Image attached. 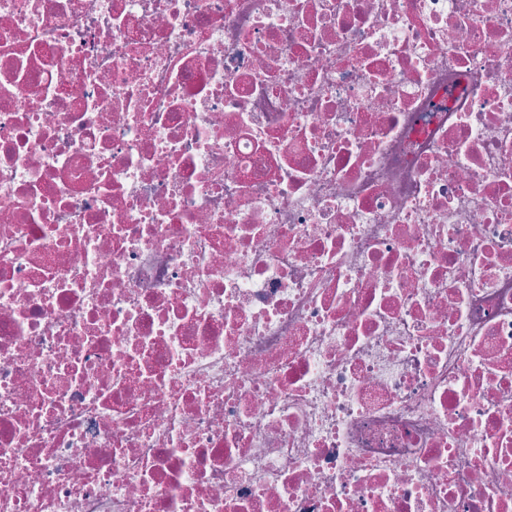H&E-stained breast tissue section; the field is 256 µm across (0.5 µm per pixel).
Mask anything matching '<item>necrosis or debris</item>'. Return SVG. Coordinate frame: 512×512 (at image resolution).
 I'll list each match as a JSON object with an SVG mask.
<instances>
[{
    "mask_svg": "<svg viewBox=\"0 0 512 512\" xmlns=\"http://www.w3.org/2000/svg\"><path fill=\"white\" fill-rule=\"evenodd\" d=\"M0 512H512V0H0Z\"/></svg>",
    "mask_w": 512,
    "mask_h": 512,
    "instance_id": "4bbe7bcc",
    "label": "necrosis or debris"
}]
</instances>
